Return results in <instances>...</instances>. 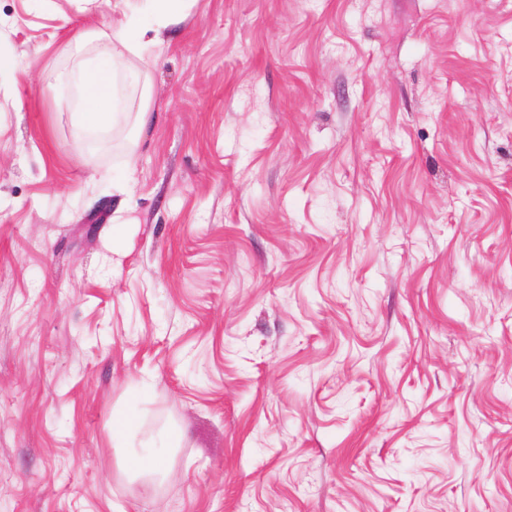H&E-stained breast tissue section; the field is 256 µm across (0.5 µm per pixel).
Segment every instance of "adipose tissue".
Masks as SVG:
<instances>
[{"instance_id": "obj_1", "label": "adipose tissue", "mask_w": 512, "mask_h": 512, "mask_svg": "<svg viewBox=\"0 0 512 512\" xmlns=\"http://www.w3.org/2000/svg\"><path fill=\"white\" fill-rule=\"evenodd\" d=\"M188 0H145L144 8L132 14L112 32L111 44L81 68V106L73 113L74 124L83 130L105 132L114 124V80L124 72L131 84H139L143 71L133 65L152 47L149 32L177 23L185 14Z\"/></svg>"}]
</instances>
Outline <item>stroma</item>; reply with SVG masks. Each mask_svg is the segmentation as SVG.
<instances>
[{"mask_svg": "<svg viewBox=\"0 0 512 512\" xmlns=\"http://www.w3.org/2000/svg\"><path fill=\"white\" fill-rule=\"evenodd\" d=\"M112 3L0 0V512H512V0H190L86 132ZM153 448L143 454L125 456L120 460V468L123 474L131 480L165 479L167 474L160 467V461L164 457V446L143 447Z\"/></svg>", "mask_w": 512, "mask_h": 512, "instance_id": "1", "label": "stroma"}]
</instances>
